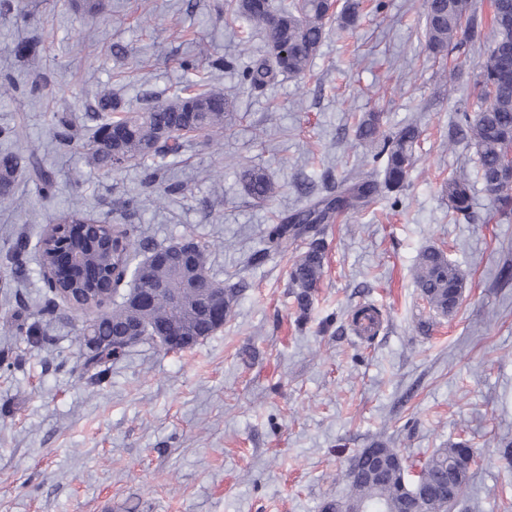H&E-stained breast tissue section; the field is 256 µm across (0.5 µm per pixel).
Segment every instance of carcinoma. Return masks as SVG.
Listing matches in <instances>:
<instances>
[{
    "instance_id": "obj_1",
    "label": "carcinoma",
    "mask_w": 512,
    "mask_h": 512,
    "mask_svg": "<svg viewBox=\"0 0 512 512\" xmlns=\"http://www.w3.org/2000/svg\"><path fill=\"white\" fill-rule=\"evenodd\" d=\"M360 0H291L284 5L278 0H225V19H240L264 32L265 52L261 59L240 71L242 82L261 88L278 74H306L318 55L328 26L353 25L359 14ZM490 34H485V22L473 0H424V38L429 51L443 54L462 42L480 49L475 66L479 71L481 99L484 105L476 112H459L455 126L466 131L468 145L475 149L476 179L464 171L448 175L446 191L448 212L455 216L469 215L474 200V184L480 181L501 219L512 217V170L505 165L512 154V0H491ZM41 37H31L20 43L15 52L23 57H36ZM231 102L223 93L206 88L188 87L163 102L147 98L136 110H125L109 91L98 95V109L103 112L101 123L86 145L88 163L93 168L112 172L123 169L132 161H147L152 149L161 144L159 155L182 154L190 137L213 135L224 130V117ZM72 122L66 115L57 117L56 138L61 146L71 142ZM358 141L370 148L372 162L384 161L383 182L367 177L342 185L331 199L313 201L291 214L278 219L268 232L271 246L281 249L289 244L320 233L319 225L328 224L334 214L344 208H365L374 202L381 189L395 192L404 187L414 163V147L420 138L417 125L409 123L394 134H385L380 113L365 112L357 123ZM35 165L33 154L20 150L0 154V197L6 198L15 175ZM241 178L246 194L258 205L265 204L274 194V185L266 172L245 168ZM54 224H95L102 237L112 236V242L123 241L121 250H113L112 263H123L133 269L144 267L143 279L165 281L170 268L154 263L149 255L136 260L135 226L132 224H102L90 212L68 211L56 216ZM324 268L322 242L314 239L306 251L293 261L288 276L301 316H306L312 292L320 282ZM415 282L430 308L442 316H452L457 310L465 288L462 272L444 252L434 246L420 251L415 269ZM179 312L167 299L159 297L152 315L145 323L143 339H153L155 329L176 322ZM127 321L121 304L112 303V311L99 312L90 322L82 323L79 335L86 330L97 336L102 349L84 356L86 369L104 366L119 355L112 352V336ZM368 449L353 460L344 478L349 485L347 498L365 502L367 512H395L401 508L403 496L400 475L386 474L373 487L355 479V470L370 468ZM474 459L472 449L464 442H454L437 448L420 466V479L437 490L448 478V466L461 468V477L453 494L437 493L417 506L419 512H452L465 496L467 474Z\"/></svg>"
}]
</instances>
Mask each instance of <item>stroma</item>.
Here are the masks:
<instances>
[{
  "instance_id": "obj_1",
  "label": "stroma",
  "mask_w": 512,
  "mask_h": 512,
  "mask_svg": "<svg viewBox=\"0 0 512 512\" xmlns=\"http://www.w3.org/2000/svg\"><path fill=\"white\" fill-rule=\"evenodd\" d=\"M26 18L0 13V72L15 88L0 98V153L36 148L55 181L39 194L17 176L0 198V512H324L344 497V473L373 443L418 464L438 448L468 442L476 453L455 512H512V222L494 217L476 188L471 217L448 216L443 183L472 170L467 142L449 146L456 111L480 102L478 71L442 81L457 58L429 57L422 0H361L357 24L328 30L310 71L255 89L239 71L263 36L227 26L224 0H104L89 16L83 0H24ZM36 61L18 57L31 33ZM121 44L129 53L111 56ZM207 51L228 68L184 71ZM41 94H29L35 81ZM200 80L231 94L221 133L198 136L175 158L179 191L158 200L140 167L103 173L82 144L90 108L104 87L125 105L166 100ZM78 128L59 150L52 114ZM386 132L416 123L421 136L404 190L326 226V259L306 321L288 286L299 240L267 241L278 216L307 198L335 195L362 164L361 113ZM263 169L277 188L256 205L241 166ZM136 199L126 211L127 199ZM86 209L110 224H133L141 250L192 235L210 244L212 267L238 297L224 325L193 349L169 353L149 342L99 373L85 371L81 317L41 315L36 261L43 227L60 211ZM440 248L466 278L452 317L432 311L415 284L419 252ZM381 314L375 335H358L354 313ZM32 326L37 342L17 333Z\"/></svg>"
}]
</instances>
